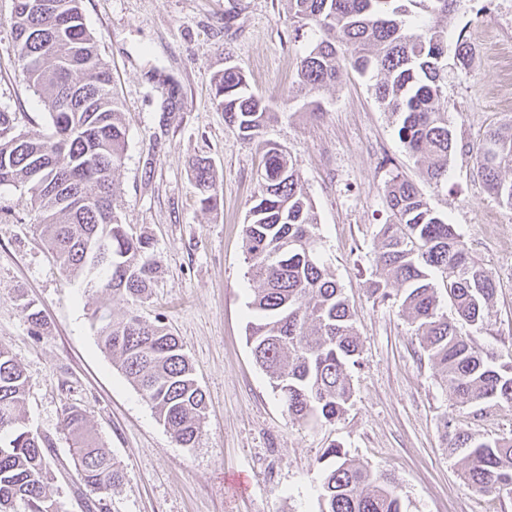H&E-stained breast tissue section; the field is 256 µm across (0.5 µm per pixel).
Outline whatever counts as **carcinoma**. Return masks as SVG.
<instances>
[{"label":"carcinoma","instance_id":"cac0c4a2","mask_svg":"<svg viewBox=\"0 0 512 512\" xmlns=\"http://www.w3.org/2000/svg\"><path fill=\"white\" fill-rule=\"evenodd\" d=\"M14 0L11 29L20 76L42 98L50 133L16 130V113L0 110V186L27 188L35 223L69 276L90 288L138 301L157 273L152 242L128 232L113 205L116 173L124 162L127 129L99 40L83 22L81 0ZM456 0H288L299 27L318 38L297 66L298 84L316 93L354 70L373 79L377 100L398 120V136L435 185L448 177L455 150L441 112L448 39L439 21ZM471 45L457 39L453 59L465 67ZM213 104L238 136L258 150L257 191L243 226L254 288L249 344L256 364L298 422L341 417L352 396L351 370L361 343L355 313L328 272L313 204L296 162L261 139L271 118L239 67L228 62L214 82ZM476 174L489 195L512 206V126L488 127L475 148ZM202 209L222 200L210 161L193 164ZM392 220L381 225L372 294L385 301L403 290L402 309L458 409L480 421L495 408L512 407V365L496 366L460 326L479 327L492 317L496 282L461 242L454 225L436 212L416 185L395 177L384 190ZM445 291L454 317L441 311ZM105 353L152 405L171 437L195 444L205 416L183 345L157 320L132 312L94 310ZM28 379L0 348V512H58L47 495L50 438L33 431L24 406ZM62 432L71 440L72 465L83 485L104 500L122 481L112 454L88 427L82 410L67 406ZM446 447L461 455L462 477L481 494L512 496V437L477 434L444 422ZM322 512H402L395 480L330 447Z\"/></svg>","mask_w":512,"mask_h":512}]
</instances>
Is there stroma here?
I'll use <instances>...</instances> for the list:
<instances>
[{
  "instance_id": "1",
  "label": "stroma",
  "mask_w": 512,
  "mask_h": 512,
  "mask_svg": "<svg viewBox=\"0 0 512 512\" xmlns=\"http://www.w3.org/2000/svg\"><path fill=\"white\" fill-rule=\"evenodd\" d=\"M13 7L0 0V109L38 136L49 118L18 72ZM82 11L127 127L117 213L130 232L151 238L159 268L147 298L132 305L89 290L60 269L25 189L0 188V346L29 380L31 428L55 444L49 494L59 512H88L97 499L70 469L60 428L67 404L84 411L123 468L108 512H321V455L332 445L394 477L404 512H512V497L478 494L463 480L442 431L446 419L465 415L399 300L370 291L378 232L390 220L384 188L402 176L492 272L493 316L468 333L496 364H512V207L488 195L472 152L489 125L512 121V0H458L443 21L449 42L466 40L473 56L466 68L449 66L439 102L457 142L439 186L399 140L369 76L348 72L315 98L300 89L297 63L315 34L296 28L288 0H82ZM228 61L268 100L275 117L264 138L296 159L328 271L356 311L362 353L353 397L331 422L289 417L247 342L255 284L242 226L260 157L212 104ZM200 157L223 177L212 211L197 202L192 163ZM99 306L134 308L179 337L208 405L194 446L171 438L102 350L91 318ZM31 310L42 317L40 330ZM240 473L247 489L232 484Z\"/></svg>"
}]
</instances>
